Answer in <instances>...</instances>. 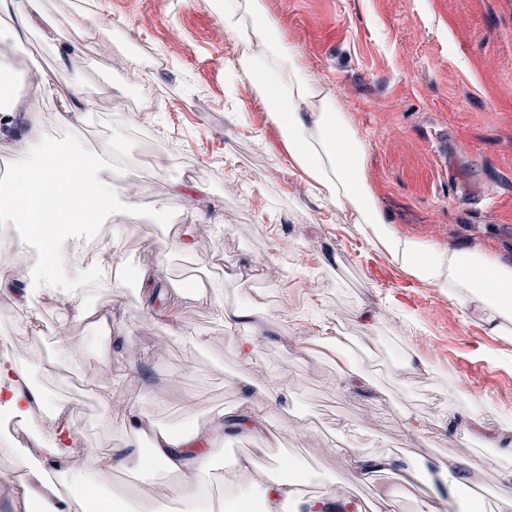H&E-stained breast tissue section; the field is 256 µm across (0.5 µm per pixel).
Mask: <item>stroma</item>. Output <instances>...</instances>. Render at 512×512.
<instances>
[{"mask_svg": "<svg viewBox=\"0 0 512 512\" xmlns=\"http://www.w3.org/2000/svg\"><path fill=\"white\" fill-rule=\"evenodd\" d=\"M309 77L331 89L369 143L365 177L399 234L436 248H471L512 265V0H265ZM46 16L75 29L66 66L37 31H20L9 63L42 69L48 88L24 86L38 111L62 110L80 84L88 110L76 126L50 121L47 141L95 154L120 141L144 190L139 216L79 231L73 264L85 314L38 288L48 260L38 241L0 254V339L26 347L42 393L68 402L90 456L58 461L94 475L98 499L133 497L165 512L176 477L114 467L132 435L117 412L144 403L155 424L179 432L237 408L240 375L255 402L276 380L288 404L256 435L230 425L211 463L210 496L225 501V474L252 458L277 481L289 456L314 493L336 488L363 506L391 488L390 473L361 478L347 454H387L431 466L447 451L465 463L453 495L464 512L493 501L512 455L465 437L483 414L512 436V344L367 246L346 215L294 168L260 101L229 92L235 40L208 0H42ZM188 185L191 206L170 200ZM193 225L197 246L175 244ZM164 263L149 287L134 271ZM37 310L28 323L17 307ZM256 304L259 330L225 321ZM112 316L104 335L96 315ZM84 347L62 353L59 335ZM254 336L250 365L239 340ZM111 357H104L103 347ZM367 376L347 389L339 358ZM109 389L102 401L100 389ZM424 432L403 429L402 413Z\"/></svg>", "mask_w": 512, "mask_h": 512, "instance_id": "obj_1", "label": "stroma"}]
</instances>
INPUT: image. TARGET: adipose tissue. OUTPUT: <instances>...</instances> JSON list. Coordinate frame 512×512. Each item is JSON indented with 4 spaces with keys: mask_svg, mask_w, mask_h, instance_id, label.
Wrapping results in <instances>:
<instances>
[{
    "mask_svg": "<svg viewBox=\"0 0 512 512\" xmlns=\"http://www.w3.org/2000/svg\"><path fill=\"white\" fill-rule=\"evenodd\" d=\"M224 31L242 46L236 60L238 81L247 84L263 103L269 119L281 130L284 148L299 169L336 209L348 213L357 233L369 246L385 251L410 277L447 293L449 300L469 309L495 336L512 339V266L468 248L440 249L393 231L365 179L368 145L353 128L335 95L313 84L297 56L278 35L276 21L264 0H224ZM18 47L17 30H0V126H11L20 100L18 78L2 58ZM33 128L23 137L0 142V156L11 164L10 180L0 183V216L16 223L58 225L47 251L51 257L39 282L48 292L62 291L74 309L82 307L80 288L60 289L59 272L68 261L72 233L112 220L135 218L136 204L116 209L120 184L132 181V171L120 168L101 175L98 163L65 150L62 165L48 166L51 153L32 117ZM24 361H0V406L25 415L41 397L27 382ZM136 434L149 437L148 456L117 459L121 468L151 462L155 469L178 475L180 483L170 512H209L202 495L211 455L208 447L224 431L221 421L198 426L176 436L157 428L145 406L132 404L124 417ZM51 436L39 444V462L29 466L28 477L16 491L15 512H29L31 500L44 504V512H71L68 500L57 495L43 480L47 462L75 452L76 431L72 409L59 403L50 416ZM231 482L241 498H266L268 512L294 500L300 491L287 481L267 484L249 460L238 463Z\"/></svg>",
    "mask_w": 512,
    "mask_h": 512,
    "instance_id": "obj_1",
    "label": "adipose tissue"
}]
</instances>
